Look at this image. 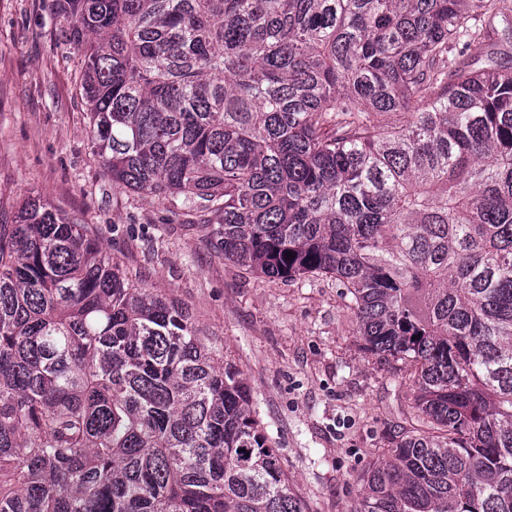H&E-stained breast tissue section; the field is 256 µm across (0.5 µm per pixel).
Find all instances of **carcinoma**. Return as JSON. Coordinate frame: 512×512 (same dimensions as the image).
Here are the masks:
<instances>
[{"label": "carcinoma", "instance_id": "cac0c4a2", "mask_svg": "<svg viewBox=\"0 0 512 512\" xmlns=\"http://www.w3.org/2000/svg\"><path fill=\"white\" fill-rule=\"evenodd\" d=\"M52 2L112 182L248 273L336 279L408 369L355 512H512V4ZM250 401L89 225L0 219V512H306Z\"/></svg>", "mask_w": 512, "mask_h": 512}]
</instances>
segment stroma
<instances>
[{"label": "stroma", "mask_w": 512, "mask_h": 512, "mask_svg": "<svg viewBox=\"0 0 512 512\" xmlns=\"http://www.w3.org/2000/svg\"><path fill=\"white\" fill-rule=\"evenodd\" d=\"M52 0H0V214L26 195L91 225L145 288L190 310L243 372L251 408L307 512H352L368 466L409 429L413 388L366 352L329 278L269 280L225 260L209 228L106 177L88 138L80 56Z\"/></svg>", "instance_id": "obj_1"}]
</instances>
